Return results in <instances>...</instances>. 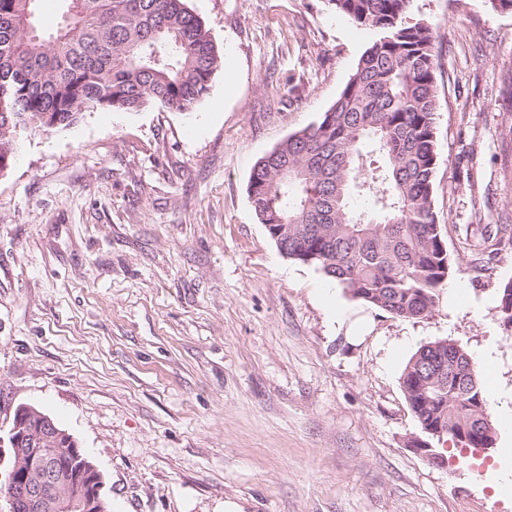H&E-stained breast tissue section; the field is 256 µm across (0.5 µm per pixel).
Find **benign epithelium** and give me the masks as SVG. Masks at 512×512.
<instances>
[{
  "mask_svg": "<svg viewBox=\"0 0 512 512\" xmlns=\"http://www.w3.org/2000/svg\"><path fill=\"white\" fill-rule=\"evenodd\" d=\"M425 438H413L415 451L431 463L442 466L445 457L433 449L431 441H444L443 428L422 427ZM71 444V453L81 461L72 471L71 461L57 455L61 441ZM12 462L9 481L0 497L5 512H103V478L85 457L71 434L59 428L47 414L29 406L16 409L8 432Z\"/></svg>",
  "mask_w": 512,
  "mask_h": 512,
  "instance_id": "7a95c632",
  "label": "benign epithelium"
}]
</instances>
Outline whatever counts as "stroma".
I'll return each mask as SVG.
<instances>
[{
    "label": "stroma",
    "instance_id": "stroma-1",
    "mask_svg": "<svg viewBox=\"0 0 512 512\" xmlns=\"http://www.w3.org/2000/svg\"><path fill=\"white\" fill-rule=\"evenodd\" d=\"M224 60L196 111H98L23 133L0 173V438L50 415L112 512H512V12L414 0L434 30L433 203L457 270L408 321L283 256L247 194L254 163L318 120L371 40L327 0H188ZM483 360L495 445H408L400 385L424 343Z\"/></svg>",
    "mask_w": 512,
    "mask_h": 512
}]
</instances>
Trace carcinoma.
I'll use <instances>...</instances> for the list:
<instances>
[{"instance_id":"cac0c4a2","label":"carcinoma","mask_w":512,"mask_h":512,"mask_svg":"<svg viewBox=\"0 0 512 512\" xmlns=\"http://www.w3.org/2000/svg\"><path fill=\"white\" fill-rule=\"evenodd\" d=\"M38 0H0V171L18 133L70 126L87 112H134L152 103L193 112L221 56L187 0H63V26L36 22ZM413 0H328L372 33L335 102L254 164L248 197L261 224L286 228L288 258L316 267L353 298L395 318L431 316L454 270L433 183L439 150L435 36L408 21ZM504 227L469 243L483 252ZM498 312L512 328V280ZM448 357L431 381L432 361ZM401 388L418 423L469 448H492L490 400L479 364L453 341L409 359Z\"/></svg>"}]
</instances>
